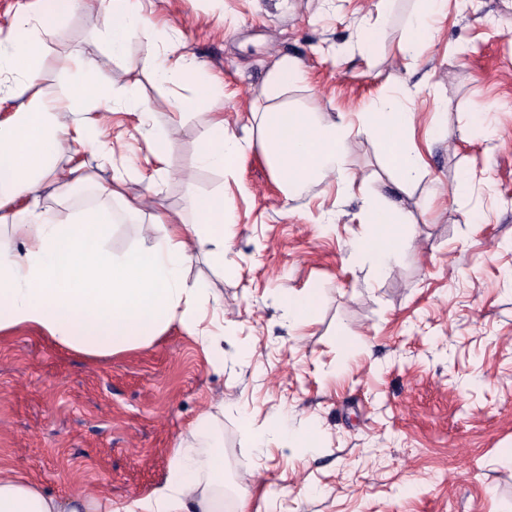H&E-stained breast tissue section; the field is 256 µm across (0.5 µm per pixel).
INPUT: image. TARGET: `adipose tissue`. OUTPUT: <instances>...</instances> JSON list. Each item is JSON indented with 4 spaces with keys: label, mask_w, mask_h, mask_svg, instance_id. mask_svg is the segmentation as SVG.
<instances>
[{
    "label": "adipose tissue",
    "mask_w": 512,
    "mask_h": 512,
    "mask_svg": "<svg viewBox=\"0 0 512 512\" xmlns=\"http://www.w3.org/2000/svg\"><path fill=\"white\" fill-rule=\"evenodd\" d=\"M75 0H57L55 13L71 10ZM55 13L41 15L23 43L0 44V73H14L12 85L0 88V335L36 330L58 346L88 356H112L151 344L173 322L191 327L203 349L221 356L223 326L212 316L221 309L204 282H188L185 271L195 257L216 267L224 265L223 193L195 197L194 222L152 215L143 225L141 246L114 254L106 247L110 216L88 211L73 221H56L43 206V191L59 183L60 172L75 175L83 165L76 157L91 154L107 178L96 190L121 199L127 214L142 211L153 192L157 174L140 176L142 193L126 195L124 178L113 171L122 149L106 141L97 125L64 123L66 112L91 110L106 91L95 79L96 60L61 61L72 83L59 98L22 99L20 88L36 73L42 36ZM106 34L113 56L127 47L146 18L141 0H109ZM415 107L389 95L358 114L357 125L322 124L315 113L274 110L263 113L260 142L271 153L284 196L314 180L350 183L342 168L345 141L360 133L378 141L405 186L421 170L420 157L405 137ZM248 142L224 125L214 113L201 135L197 162L204 167L230 169L248 149ZM363 221L368 232L352 253L384 269L409 232L398 231L405 218L393 207H368ZM214 416L203 411L184 438L173 445L172 460L162 484L146 497L116 509L111 498L83 493L64 502L39 482L22 474L0 476V512H224V454L209 433Z\"/></svg>",
    "instance_id": "obj_1"
}]
</instances>
